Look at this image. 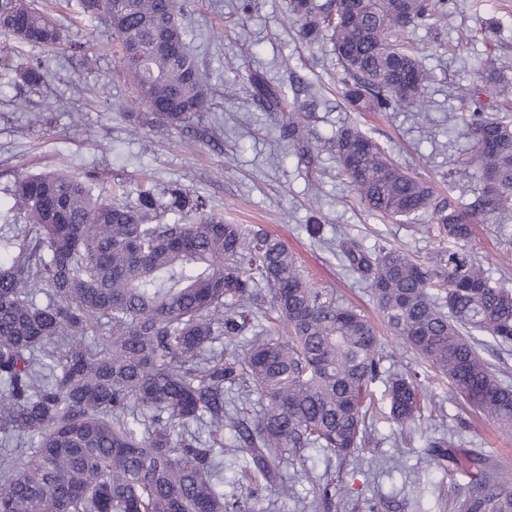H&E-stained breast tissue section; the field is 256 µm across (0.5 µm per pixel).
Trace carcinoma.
Instances as JSON below:
<instances>
[{
  "label": "carcinoma",
  "instance_id": "obj_1",
  "mask_svg": "<svg viewBox=\"0 0 512 512\" xmlns=\"http://www.w3.org/2000/svg\"><path fill=\"white\" fill-rule=\"evenodd\" d=\"M468 0H354L345 21L333 3L290 0L308 42L331 32L355 112L426 113L429 79L405 32L448 16ZM106 20L121 70L146 108V123L187 127L206 109V74L186 47L180 0H77ZM0 37L54 48L62 35L29 0H0ZM488 57L476 74L512 101ZM34 87L32 62L20 74ZM288 136L302 109L283 97ZM461 135L482 183L471 203L438 198L355 125L336 132L338 174L371 212L430 215L437 247L421 261L400 248L343 245L367 282L389 333L448 379L453 393L512 434V386L479 351L480 338L512 345V289L467 249L473 223L512 213V122L463 112ZM13 196L30 236L0 261V512H234L224 497V452L245 453L241 480L255 494L279 478L282 452L320 448L352 455L372 439L371 385L381 382L388 419L421 418L417 377L386 374L373 323L315 287L279 239L224 222L175 188L168 207L183 224L152 223L160 205L99 200L66 170L20 172ZM273 301L267 324L252 322L255 289ZM251 332L243 356L212 352L222 338ZM100 342L94 350L89 339ZM257 397L253 424L226 408L224 386ZM201 424L193 429L191 425ZM231 434L224 442V430ZM430 460L467 471L453 512H512V471L452 439L429 442Z\"/></svg>",
  "mask_w": 512,
  "mask_h": 512
}]
</instances>
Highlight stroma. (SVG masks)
<instances>
[{
    "instance_id": "35a3bbf8",
    "label": "stroma",
    "mask_w": 512,
    "mask_h": 512,
    "mask_svg": "<svg viewBox=\"0 0 512 512\" xmlns=\"http://www.w3.org/2000/svg\"><path fill=\"white\" fill-rule=\"evenodd\" d=\"M288 3L186 0V43L209 74L207 108L194 126L159 132L147 124L132 127L127 119L142 107L107 44L106 22L73 18L64 0H40L62 26L57 50L0 39V238L25 234L11 195L23 171L91 174L95 192L120 185L132 204L142 189L164 198L177 187L231 223L259 225L279 237L312 282L335 289L340 302L378 320L368 284L350 270L341 242L352 239L372 251L399 247L421 258L437 242L413 230L428 223L426 214L399 222L367 211L337 174L332 139L343 125L357 124L437 196L473 199L479 183L470 171L448 170L449 156L466 149L458 133L457 95L490 54L512 78V0H474L471 7L449 10L447 21L410 30L430 72L424 117L408 110L352 111L330 38L302 40ZM74 43L85 45L86 55L72 53ZM36 60L45 83L15 86L17 71ZM257 78L303 106L297 137L288 136L285 114L261 106ZM310 224L321 225L319 238L308 234ZM468 248L493 279L512 288V214L476 225ZM383 342L384 368L416 373L441 412L402 429L374 418L375 440L355 456L316 449L285 456L280 475L293 485L290 498L274 485L250 496L238 482L246 456L225 454L224 493L236 512H452L451 499L466 490L468 477L460 468L430 465L427 444L438 437L512 469V434L498 433L399 340L387 334ZM393 456L402 457L400 468L389 466ZM328 484L338 493L325 498L321 491Z\"/></svg>"
}]
</instances>
